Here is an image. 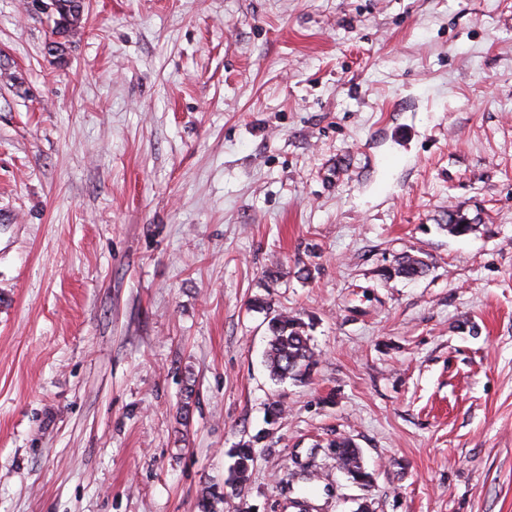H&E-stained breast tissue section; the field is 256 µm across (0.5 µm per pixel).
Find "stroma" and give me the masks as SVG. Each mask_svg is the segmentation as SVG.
Instances as JSON below:
<instances>
[{"label": "stroma", "mask_w": 512, "mask_h": 512, "mask_svg": "<svg viewBox=\"0 0 512 512\" xmlns=\"http://www.w3.org/2000/svg\"><path fill=\"white\" fill-rule=\"evenodd\" d=\"M86 4L0 0V512H512V0ZM48 3L47 9L42 11L46 14L52 25L50 27L49 45L50 51L62 59L68 45L81 27L82 14L84 11L83 0H45ZM395 275L415 279L422 277L429 269V265L422 257L409 255L402 256L396 261ZM267 367L276 380H303L315 365L310 338L300 318L279 313L269 320ZM253 454L254 448L250 443H243L240 448H232L230 451L234 464L230 469L227 486L237 495L242 491L248 480L250 465L253 462Z\"/></svg>", "instance_id": "obj_1"}]
</instances>
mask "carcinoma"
I'll use <instances>...</instances> for the list:
<instances>
[{
  "mask_svg": "<svg viewBox=\"0 0 512 512\" xmlns=\"http://www.w3.org/2000/svg\"><path fill=\"white\" fill-rule=\"evenodd\" d=\"M47 3L44 14L52 21L49 34L50 50L61 59L80 28L84 3L83 0H47ZM441 229L450 235L464 236L472 232L474 224L471 219L456 212L448 214V223L441 225ZM396 264L395 274L409 279L422 277L429 269L428 263L418 256H402L398 258ZM268 330L270 336L266 362L271 376L276 380H303L308 377L315 365V359L310 338L305 331V323L294 315L279 313L269 320ZM328 447L339 449L340 461L344 468L358 467L355 448L352 447L350 439L332 440ZM253 454V445L249 443L230 451L234 464L230 469L227 486L237 494L242 491L248 480Z\"/></svg>",
  "mask_w": 512,
  "mask_h": 512,
  "instance_id": "1",
  "label": "carcinoma"
}]
</instances>
